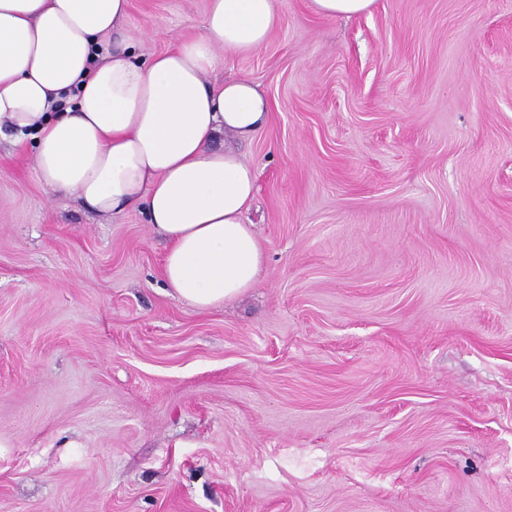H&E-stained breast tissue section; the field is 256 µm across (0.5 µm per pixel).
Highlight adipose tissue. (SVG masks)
<instances>
[{
    "label": "adipose tissue",
    "mask_w": 512,
    "mask_h": 512,
    "mask_svg": "<svg viewBox=\"0 0 512 512\" xmlns=\"http://www.w3.org/2000/svg\"><path fill=\"white\" fill-rule=\"evenodd\" d=\"M130 0H0V139L34 142L54 194L114 215L142 205L174 296L220 307L255 288L265 254L245 221L257 173L236 149L266 126L246 78L210 80L279 22L277 0H206L200 30L139 60Z\"/></svg>",
    "instance_id": "obj_1"
}]
</instances>
